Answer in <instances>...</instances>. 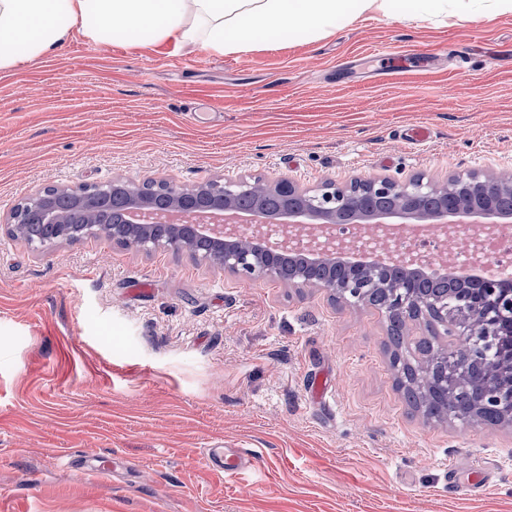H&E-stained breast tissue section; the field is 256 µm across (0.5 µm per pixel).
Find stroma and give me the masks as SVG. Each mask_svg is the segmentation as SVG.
Returning a JSON list of instances; mask_svg holds the SVG:
<instances>
[{
  "instance_id": "stroma-1",
  "label": "stroma",
  "mask_w": 512,
  "mask_h": 512,
  "mask_svg": "<svg viewBox=\"0 0 512 512\" xmlns=\"http://www.w3.org/2000/svg\"><path fill=\"white\" fill-rule=\"evenodd\" d=\"M511 50L512 14L368 13L224 56L75 34L0 70V216L115 177H512ZM399 377L384 312L327 289L0 226V512H512V423L426 419ZM205 448L259 457L228 475ZM452 462L489 487L449 493Z\"/></svg>"
}]
</instances>
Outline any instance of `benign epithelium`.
<instances>
[{"instance_id": "obj_1", "label": "benign epithelium", "mask_w": 512, "mask_h": 512, "mask_svg": "<svg viewBox=\"0 0 512 512\" xmlns=\"http://www.w3.org/2000/svg\"><path fill=\"white\" fill-rule=\"evenodd\" d=\"M512 197V182L477 173L454 174L441 183L415 176L404 183L388 177L327 181L302 188L291 180L238 178L207 180L194 186L173 182L136 183L124 178L76 189H39L12 207L5 226L13 237L44 256L61 243L91 238L151 255L187 253L193 260L229 276L274 279L306 285L317 269L327 272L319 286L357 302L369 292H384L386 310H418L451 325L458 347L434 350L428 363L401 364L404 380L422 370L431 393L448 406L471 401L488 414L512 422V280L485 279L479 258L472 279L478 287L445 295H423L413 283H393L389 267L373 255L309 248L293 255L288 227L302 224H511L512 208L501 210L495 197ZM34 220L51 225L38 238L24 233ZM279 226L281 251L265 247L266 226Z\"/></svg>"}]
</instances>
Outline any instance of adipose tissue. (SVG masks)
Returning <instances> with one entry per match:
<instances>
[{
  "label": "adipose tissue",
  "mask_w": 512,
  "mask_h": 512,
  "mask_svg": "<svg viewBox=\"0 0 512 512\" xmlns=\"http://www.w3.org/2000/svg\"><path fill=\"white\" fill-rule=\"evenodd\" d=\"M369 11L408 20L500 15L512 14V0H0V70L42 56L75 32L92 44L134 32L154 48L221 56L251 50L278 30L315 40Z\"/></svg>",
  "instance_id": "ef3b65f1"
}]
</instances>
